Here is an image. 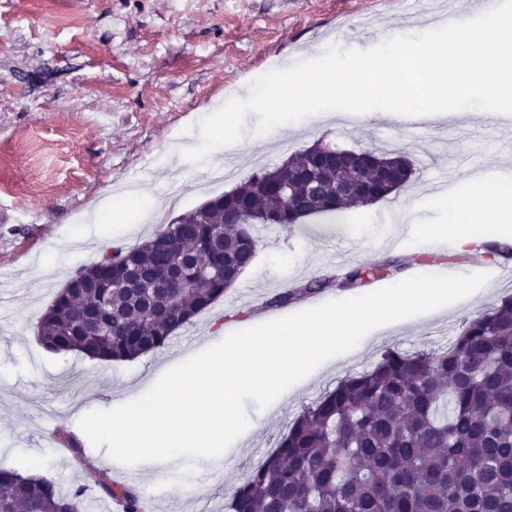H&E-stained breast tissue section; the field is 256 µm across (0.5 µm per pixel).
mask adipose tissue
<instances>
[{
	"label": "adipose tissue",
	"mask_w": 512,
	"mask_h": 512,
	"mask_svg": "<svg viewBox=\"0 0 512 512\" xmlns=\"http://www.w3.org/2000/svg\"><path fill=\"white\" fill-rule=\"evenodd\" d=\"M471 182L475 191L470 202L457 200L447 192L433 197L435 203L447 207L448 239L459 248L470 247L473 239L458 232V225L474 220L491 225L512 223V186L502 185L493 189L480 176L472 177Z\"/></svg>",
	"instance_id": "ef3b65f1"
}]
</instances>
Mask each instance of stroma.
<instances>
[{
    "label": "stroma",
    "instance_id": "1",
    "mask_svg": "<svg viewBox=\"0 0 512 512\" xmlns=\"http://www.w3.org/2000/svg\"><path fill=\"white\" fill-rule=\"evenodd\" d=\"M407 0H0V467L39 473L69 489L104 471L137 488L151 512H224L249 470L274 450L289 422L349 374L369 370L389 347L438 349L464 323L512 295V258L482 252L409 264L422 239L448 224L428 199L460 158L492 166L507 154L505 119L468 110L448 123L416 117L324 121L310 116L263 148L225 147L226 168L177 160L172 144L197 142L199 123L242 86L286 57L311 60L335 44L368 50L399 32H416ZM350 150L398 149L415 174L409 188L349 212L325 215L263 235L253 264L193 324L161 351L132 361L59 356L38 343L34 325L74 272L107 246H134L159 223L96 222L98 203L119 187L154 193L160 210L187 213L282 163L318 139ZM420 212L390 224L407 197ZM66 243L63 259L49 256ZM400 263L394 281L415 275L487 272L493 287L369 334L340 362L325 361L266 409L246 401L248 429L215 462L182 457L147 472L89 441L66 447L53 430L74 434L80 414L142 396L163 372L231 332L350 297L343 266ZM332 277L318 297L285 307L268 301L286 287Z\"/></svg>",
    "mask_w": 512,
    "mask_h": 512
}]
</instances>
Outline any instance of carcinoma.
<instances>
[{"label": "carcinoma", "instance_id": "1", "mask_svg": "<svg viewBox=\"0 0 512 512\" xmlns=\"http://www.w3.org/2000/svg\"><path fill=\"white\" fill-rule=\"evenodd\" d=\"M368 180L336 195V173ZM402 153L316 143L188 212L132 247L102 252L42 312L36 335L54 354L129 361L164 348L224 296L253 263L256 230L287 209V222L357 210L406 187ZM291 186L288 200L277 193ZM400 265L357 266L355 287ZM328 287L315 278L268 300L286 306ZM97 490L120 512L147 499L99 472L63 491L54 481L0 468V512H81ZM228 512H512V296L468 321L438 350L387 348L369 370L341 378L306 405L239 485Z\"/></svg>", "mask_w": 512, "mask_h": 512}]
</instances>
